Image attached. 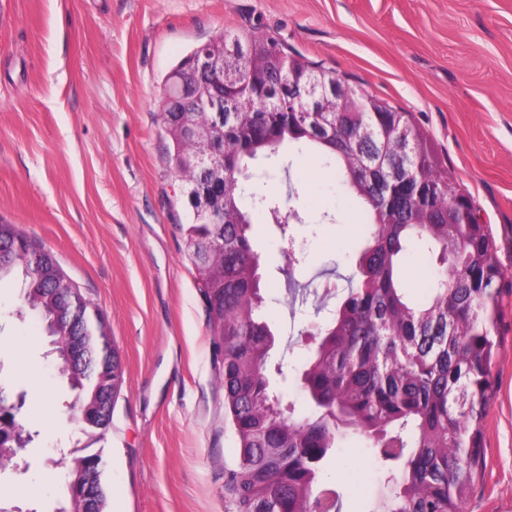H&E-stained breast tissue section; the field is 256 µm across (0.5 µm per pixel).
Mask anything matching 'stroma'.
Segmentation results:
<instances>
[{"label": "stroma", "instance_id": "35a3bbf8", "mask_svg": "<svg viewBox=\"0 0 512 512\" xmlns=\"http://www.w3.org/2000/svg\"><path fill=\"white\" fill-rule=\"evenodd\" d=\"M227 27L273 37L412 113L512 277V0H0V218L54 254L107 316L124 362L112 426L89 443L43 327L14 315L21 281H0V386L24 394L16 420L37 433L18 452L27 472L0 473L10 512H53L67 497L63 452L86 443L102 457L109 512H236V439L160 118L167 73ZM279 162L248 187L297 217L283 228L250 207L249 236L279 335L271 360L289 368L276 388L300 412L304 333L348 287L363 217L318 155ZM501 311L484 477L464 512H512V292ZM382 476L352 438L324 480L341 512H371Z\"/></svg>", "mask_w": 512, "mask_h": 512}]
</instances>
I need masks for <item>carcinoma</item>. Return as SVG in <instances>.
<instances>
[{
    "mask_svg": "<svg viewBox=\"0 0 512 512\" xmlns=\"http://www.w3.org/2000/svg\"><path fill=\"white\" fill-rule=\"evenodd\" d=\"M220 48L216 59H224V72L252 86L266 108L260 119L240 112L224 125L230 140L224 179L232 185L224 209L247 214L248 195L272 208V200L246 192L243 176L254 161L294 145L323 157L366 214L356 282L320 326L302 366L307 409L299 415L274 408L267 363L276 337L261 315L250 222L201 223L190 210L181 225L214 344L224 349V419L237 444L228 490L237 512H308L314 502L324 512H340L339 495L323 483L322 471L351 431L365 437L370 454L386 468L384 512H461L483 473L500 298L512 289L489 225L448 222L461 209L474 210V202L463 193L448 197V170L411 113L374 96L365 111H357V86L334 69L288 54L272 37L226 28L185 56L168 73L166 87L177 89V76L201 51ZM285 71L297 91L311 79L352 90V111L324 115L353 134L352 141L341 148L332 138L310 135L307 103L288 92ZM398 133L411 146L424 181L436 188L430 201L416 197V179L383 206L375 203L374 186L355 181L352 165H384L400 156ZM207 183L204 172L193 171L183 179V193H197ZM203 242L210 246L206 261L196 250ZM416 252L434 255L437 262L421 294L409 286ZM14 273L22 277L27 300L17 315L41 318L59 364L67 363L69 338L82 337V358L69 365L65 378L87 428L105 434L112 424L106 407H115L123 374L107 317L86 300L51 251L35 245L18 225L0 220V279ZM13 448V441L0 438V471L14 466ZM101 463L98 454L71 457L68 498L56 512L80 503L86 473H102Z\"/></svg>",
    "mask_w": 512,
    "mask_h": 512,
    "instance_id": "cac0c4a2",
    "label": "carcinoma"
}]
</instances>
